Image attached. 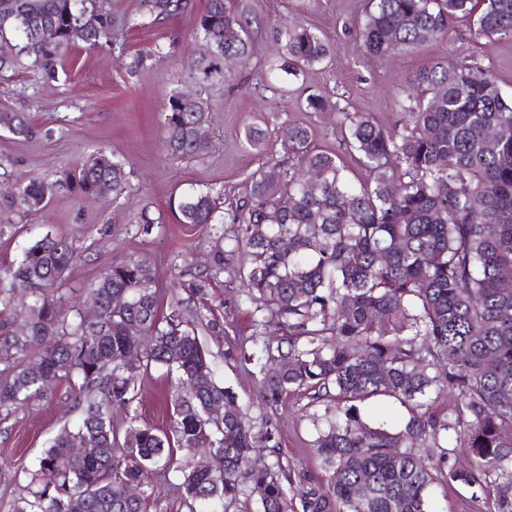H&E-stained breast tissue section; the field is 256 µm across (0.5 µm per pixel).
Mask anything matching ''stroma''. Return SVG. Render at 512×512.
Segmentation results:
<instances>
[{
  "mask_svg": "<svg viewBox=\"0 0 512 512\" xmlns=\"http://www.w3.org/2000/svg\"><path fill=\"white\" fill-rule=\"evenodd\" d=\"M206 0H193L194 10L162 24L141 20L124 29L117 44L94 50L70 47L54 82L43 83L25 69L0 73V110L24 112L34 135L17 140L0 132V267L17 263L33 240L47 233L72 239L79 259L66 275L58 294L65 305L85 304L86 294L112 265L136 258L147 260L162 300L174 289L202 280L206 299H193L189 312L210 307L224 323V332H201L212 356L219 384L229 385L254 420L265 423L274 447L264 449L267 460L282 461L289 471L328 486L330 475L314 448L317 434L308 419L315 410L304 394H291L273 407L265 406L257 372L259 367L239 358L242 342L252 333L253 309L239 282L227 273H215L210 262L224 245L220 224H182L169 208L175 190L209 188L223 192L225 203L246 193L250 174L265 163L285 160L278 128L300 123L310 128L312 141L322 149L341 150L336 114H311L301 102L308 93L323 95L345 112H367L386 128L402 114L397 106L410 74L442 61H475L491 68L505 96L512 97V40L475 38L473 21L458 19L441 39L414 52L398 51L385 59L365 55L355 26L363 16L365 0H245L252 20L254 55L234 60L228 67L232 81L199 90L187 67L194 44L195 18ZM295 19L320 31L334 44L331 58L307 68L295 79L267 75L277 57L273 30ZM164 45L165 56L153 53ZM139 68H132L135 56ZM203 92L213 112L212 145L199 156L171 159L164 148V106L172 91ZM266 132L260 148L245 139L249 127ZM105 150L128 160L130 188L121 197L104 193L81 199L60 178L64 170ZM32 180L54 184L44 211L27 215L13 203L18 185ZM154 217L140 224L141 209ZM174 382L165 369L154 368L137 382L130 409H116L117 431L130 423L166 430L170 425ZM81 415L79 397L67 379L52 384L44 396L27 406L0 408V512H13L24 494L30 472L49 440ZM178 457L165 474H152L153 490L147 512H187L181 488ZM430 512H492V500L474 499L463 486L433 487Z\"/></svg>",
  "mask_w": 512,
  "mask_h": 512,
  "instance_id": "35a3bbf8",
  "label": "stroma"
}]
</instances>
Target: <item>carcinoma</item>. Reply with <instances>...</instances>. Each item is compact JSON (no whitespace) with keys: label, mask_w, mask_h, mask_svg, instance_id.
<instances>
[{"label":"carcinoma","mask_w":512,"mask_h":512,"mask_svg":"<svg viewBox=\"0 0 512 512\" xmlns=\"http://www.w3.org/2000/svg\"><path fill=\"white\" fill-rule=\"evenodd\" d=\"M98 0H0V72L31 69L57 78L62 55L79 42L112 41V11ZM189 0H138L140 17L163 23ZM460 17L474 34L512 40V0H366L358 24L367 54L413 51L447 33ZM274 69L298 76L322 63L333 45L300 25L278 32ZM254 40L239 0H206L188 59L206 85L227 80V59L252 56ZM401 127L387 131L364 112H342L317 93L311 113L338 111L346 153L369 172L355 182L335 151L311 144L300 124L278 138L296 165L279 162L250 175L244 197L224 210V241L214 263L236 277L257 314L252 342L264 364L265 404L303 391L325 406L328 427L316 452L332 473L328 488L292 479L276 462L256 457L273 441L230 389L218 385L198 326L224 331L211 311L185 318L184 300L171 295L159 309L154 272L143 259L112 266L90 290L95 320L79 307L49 298L76 261L72 242L49 233L20 261L0 269V312L17 301L26 309L21 330L0 320V407H23L66 378L85 401L81 423L63 428L32 473L36 489L14 512H145L142 487L177 452H205L215 464L182 471L188 512H232L245 492L262 512H429L439 483H458L473 495L495 493L494 512H512V97L476 62L435 63L407 79ZM207 99L168 98L163 124L167 152L190 158L211 145ZM0 130L17 139L34 134L23 112L0 111ZM127 161L100 153L65 174L71 189L93 196L129 188ZM54 185L32 180L14 201L41 211ZM223 194L189 190L173 202L182 224H212ZM384 259H379V256ZM117 296L125 303L113 304ZM143 335L135 340L130 327ZM153 366L177 381L172 425L159 433L130 426L118 436L110 410L133 402L137 380ZM397 401L407 411L398 428L372 420L365 404ZM448 399V412L434 410ZM224 404V418L210 415ZM86 448L72 460L75 443ZM463 453L469 467L452 459Z\"/></svg>","instance_id":"1"}]
</instances>
